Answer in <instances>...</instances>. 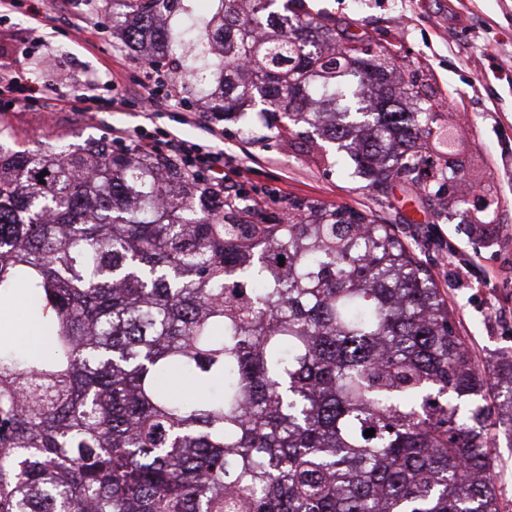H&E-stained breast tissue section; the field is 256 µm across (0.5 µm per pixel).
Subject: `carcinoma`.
I'll use <instances>...</instances> for the list:
<instances>
[{
	"instance_id": "obj_1",
	"label": "carcinoma",
	"mask_w": 512,
	"mask_h": 512,
	"mask_svg": "<svg viewBox=\"0 0 512 512\" xmlns=\"http://www.w3.org/2000/svg\"><path fill=\"white\" fill-rule=\"evenodd\" d=\"M105 2L155 73L210 71L215 118L257 107L369 187L466 203L417 82L303 0H219L190 26L203 56L165 25L187 0ZM4 136L0 308L35 300L39 336L0 331V512H500L489 380L393 225L308 200L276 219L131 144ZM495 387L512 428V372Z\"/></svg>"
}]
</instances>
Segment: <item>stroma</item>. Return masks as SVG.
I'll use <instances>...</instances> for the list:
<instances>
[{"instance_id": "stroma-1", "label": "stroma", "mask_w": 512, "mask_h": 512, "mask_svg": "<svg viewBox=\"0 0 512 512\" xmlns=\"http://www.w3.org/2000/svg\"><path fill=\"white\" fill-rule=\"evenodd\" d=\"M311 11L365 35L370 52L388 47L398 72L415 71L434 106L437 127H454L466 161L464 194L471 214L495 204V235L439 211L403 182L372 189L334 146L325 154L303 140L277 137L258 113L218 120L195 102L196 85L178 104L155 111L118 105L136 89L143 65L112 30L102 0H16L0 8V70L21 65L44 92L34 102H0V125L31 148L109 141L116 129L141 127L175 136L201 152H223L224 186L256 199L269 213L289 200H318L394 225L435 278L455 328L489 375L512 365V0H307ZM84 17L86 31L73 27ZM493 481L500 512H512V435L498 433Z\"/></svg>"}]
</instances>
